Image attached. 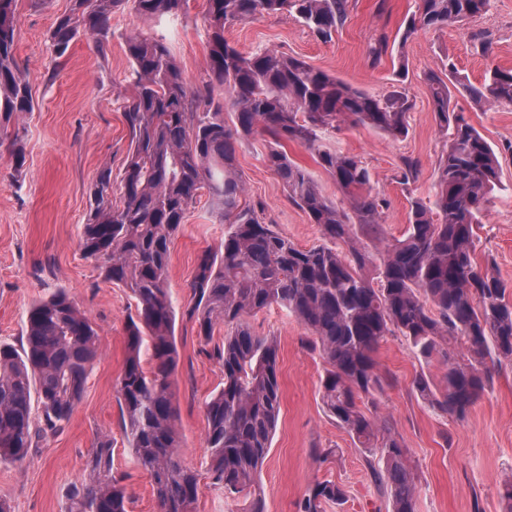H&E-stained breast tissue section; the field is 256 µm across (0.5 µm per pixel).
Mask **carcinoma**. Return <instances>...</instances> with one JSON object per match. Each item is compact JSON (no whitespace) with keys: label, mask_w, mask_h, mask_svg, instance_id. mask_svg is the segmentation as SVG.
I'll return each mask as SVG.
<instances>
[{"label":"carcinoma","mask_w":512,"mask_h":512,"mask_svg":"<svg viewBox=\"0 0 512 512\" xmlns=\"http://www.w3.org/2000/svg\"><path fill=\"white\" fill-rule=\"evenodd\" d=\"M207 2L208 79L199 87L188 84L163 32L126 37L130 141L118 174L109 165L98 171L80 238L103 280L136 300L117 384L124 435L151 478L159 512H197L198 473L178 452L176 312L167 277L170 244L205 190L216 217L228 224L221 250L198 257L191 284L197 300L186 311L207 343L224 327V344L214 349L224 383L204 402L210 485L234 502L243 500L241 512H266L258 475L280 413L278 342L257 335L248 317L276 305L304 327L328 365L323 408L376 458L370 467L387 489L388 512H416L417 483L406 449L358 400L387 384L376 370V354L388 336L404 337L427 365L437 356L448 365L443 386L435 387L422 370L412 388L433 410L457 418L491 385L493 371L512 363L507 284L478 263L474 230L512 142L493 148L463 113L450 109L453 89L478 104L512 105V68L491 69L479 87L451 61L448 79L425 75L445 142L434 170V201L411 200L405 233L387 242V199L374 190L363 162L336 150L330 138L345 125L405 136L413 107L406 90L372 95L278 49L247 54L225 37L235 24L286 14L329 41L348 18L349 0ZM13 3L0 0L1 131L33 109L31 86L15 56ZM129 4L160 27L180 17L184 0H71L49 32L52 53L65 56L82 35L103 50L112 13ZM489 8L490 0H418L405 37L466 22ZM218 87L224 95L215 94ZM263 135L273 140L265 165L319 227L324 243L297 246L243 200L237 151ZM286 142L315 154L348 207L290 159ZM418 176V161L402 158L397 182L408 185ZM116 191L118 205L112 202ZM367 240L383 248L373 253ZM452 343L461 357L448 354ZM101 353L96 328L66 291L30 307L20 348L0 344V463L24 461L63 429ZM344 499L341 485L317 481L299 501V512H325ZM67 500L66 512H128L130 496L124 478L113 475L109 436L98 439Z\"/></svg>","instance_id":"cac0c4a2"}]
</instances>
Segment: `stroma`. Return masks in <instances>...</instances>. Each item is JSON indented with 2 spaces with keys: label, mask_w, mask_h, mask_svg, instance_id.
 Masks as SVG:
<instances>
[{
  "label": "stroma",
  "mask_w": 512,
  "mask_h": 512,
  "mask_svg": "<svg viewBox=\"0 0 512 512\" xmlns=\"http://www.w3.org/2000/svg\"><path fill=\"white\" fill-rule=\"evenodd\" d=\"M70 0H15V55L32 87L34 107L18 127L25 164L15 175L11 138L0 134V342L20 345L31 305L65 289L94 323L102 354L69 422L55 437L34 449L23 463L0 464V497L13 512H65L67 491L80 479L85 462L102 435L113 444L115 474L124 476L133 500L130 512H159L147 473L137 465L120 427L116 382L125 358V325L135 311L127 289L106 282L80 248L88 212V195L97 171L120 168L128 130L123 105L131 96L124 77L129 67L127 35L149 30L132 10L113 13L112 36L105 52L93 38L76 39L66 57L54 60L48 33ZM207 0H187L186 12L167 25L171 49L191 85L206 74L208 36L204 25ZM416 0H352L350 14L329 42L316 39L292 17L270 16L234 25L226 38L245 53L269 47L302 58L314 68L373 94L391 90L397 79L394 60L405 66L403 81L413 108L408 133L392 139L364 127L336 133L338 150L357 155L372 184L390 202L385 214L386 240L401 237L408 224L410 199L432 200L434 169L442 139L424 74L441 71L453 60L461 75L480 85L492 67H512V0H492L488 12L466 24L421 30L409 40L401 35ZM492 41L488 54L475 50L472 35ZM386 37L380 60L370 43ZM452 106L495 147L512 141V106L479 109L461 95ZM267 139L255 137L237 152V169L245 201L261 211L302 248L321 244L317 225L291 200L262 155ZM418 160L419 178L402 186L395 173L404 157ZM502 189L494 191L476 228V255L493 264L512 288V155L501 157ZM225 225L200 197L171 244L168 286L177 311L175 338L179 365L174 389L178 406L179 454L185 465L205 468V399L223 381L213 354L224 340L216 329L204 344L185 312L194 304L190 283L204 250L217 249ZM250 324L260 335L276 336L279 347L280 414L271 449L259 476L266 512H298L297 504L317 481L343 486L342 504L326 512H387L388 495L373 480L369 456L328 417L321 404L325 363L313 350L307 331L279 308L259 312ZM389 381L380 393L361 399L365 412L388 422L407 448L417 476V512H503L499 487L512 477V365L496 373L490 387L458 419L434 411L419 400L412 381L427 369L435 384L446 375L443 364L421 366L411 345L388 337L377 355ZM331 451L328 460L320 454Z\"/></svg>",
  "instance_id": "35a3bbf8"
}]
</instances>
